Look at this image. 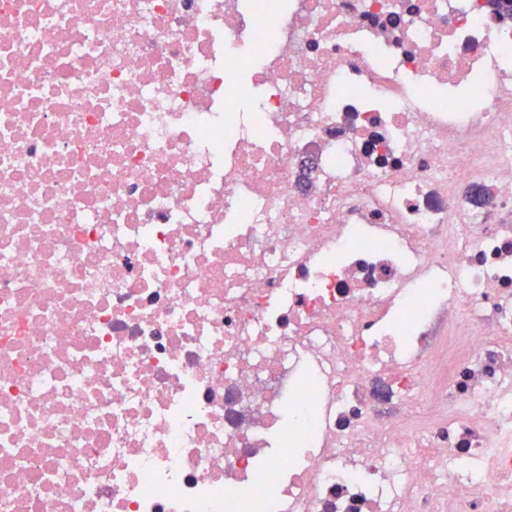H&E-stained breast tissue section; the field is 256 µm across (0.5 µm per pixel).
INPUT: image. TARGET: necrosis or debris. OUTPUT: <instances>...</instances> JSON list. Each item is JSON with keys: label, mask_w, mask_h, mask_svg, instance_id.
<instances>
[{"label": "necrosis or debris", "mask_w": 512, "mask_h": 512, "mask_svg": "<svg viewBox=\"0 0 512 512\" xmlns=\"http://www.w3.org/2000/svg\"><path fill=\"white\" fill-rule=\"evenodd\" d=\"M510 49L0 0V512H512Z\"/></svg>", "instance_id": "obj_1"}]
</instances>
